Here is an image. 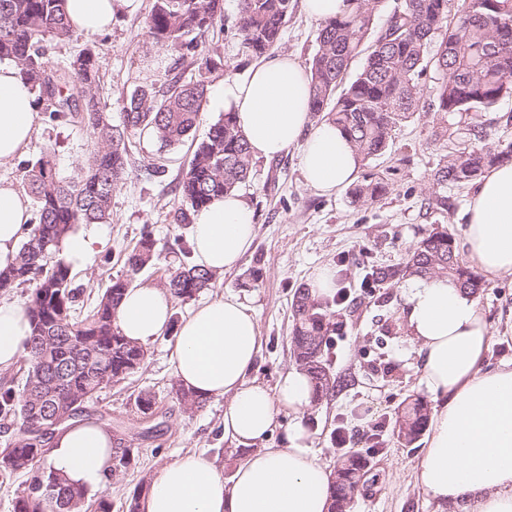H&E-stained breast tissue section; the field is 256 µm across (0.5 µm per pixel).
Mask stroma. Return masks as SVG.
I'll use <instances>...</instances> for the list:
<instances>
[{"instance_id": "35a3bbf8", "label": "stroma", "mask_w": 512, "mask_h": 512, "mask_svg": "<svg viewBox=\"0 0 512 512\" xmlns=\"http://www.w3.org/2000/svg\"><path fill=\"white\" fill-rule=\"evenodd\" d=\"M152 4L153 0H139L136 11L114 20L111 31L77 32L48 48L53 67L83 50H93L99 65L97 97L117 126L123 121L126 101L136 91L160 87L177 73L186 80L193 74L189 67L176 71V52L148 36L145 21ZM236 17V0H224V32L206 44L217 63L209 92H216L225 78L244 77L256 62L241 43ZM319 27L301 6H294L282 50L310 65ZM434 103L433 93L425 92L418 112L393 131L386 152L360 167V175L377 173L389 182L387 193L367 208L353 204L345 191L327 196L307 189L299 149L274 160H253L249 180L239 189L255 213L251 250L238 267L217 275L212 287L173 303L171 324L176 327L199 302L227 292L244 298L262 336L251 375L272 388L296 367L290 342L295 292L308 286L315 268L341 266L336 284L349 287L351 296L335 308L343 321L328 351L336 388L314 402L306 420L314 433V451L328 468H336L340 460L341 452L332 440L339 426L350 437V449L368 461L350 512H459L455 506L439 508L416 484L414 471L423 440L408 444L394 431L403 402L430 399L420 382L419 347L401 315L402 288L397 283L382 284L369 294L360 286L370 266L404 262L411 248L433 230L462 240L467 205L476 186H449L447 209L435 207L434 175L446 149L464 145L494 149L512 143V95L490 109L470 112L442 114L434 110ZM223 116V109L209 99L188 141L165 147L146 134L131 138V167L113 192L109 222L79 227L96 242L86 261L72 269L82 290L77 317L89 314L111 278L125 275V255L142 235L153 240L154 257L134 275L133 287L162 286L169 270L193 265L191 254L174 246L175 240L185 241L190 235L189 225L173 221L178 205L174 186L192 156L193 143L205 139ZM95 142L87 124L51 125L40 119L22 158L33 161L51 152L58 174L69 179L88 160ZM155 165L164 166V174L150 176ZM477 301L492 333L485 368L511 363L512 274L487 283ZM173 346L172 331L147 344L142 368L102 389L88 403L91 420L107 424L133 449L126 470L105 488L88 492L89 502L104 499L111 502L112 512H126L133 496L143 493L162 468L188 452L206 455L227 478L244 460V452L233 450L224 438L223 399H210L199 410L186 409L177 400L178 382L170 360ZM144 394L158 406L150 419L136 410V400Z\"/></svg>"}]
</instances>
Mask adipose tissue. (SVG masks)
Listing matches in <instances>:
<instances>
[{
	"label": "adipose tissue",
	"mask_w": 512,
	"mask_h": 512,
	"mask_svg": "<svg viewBox=\"0 0 512 512\" xmlns=\"http://www.w3.org/2000/svg\"><path fill=\"white\" fill-rule=\"evenodd\" d=\"M138 0H65L73 30L96 34ZM309 70L278 52L245 79H225L215 104L233 113L252 157L272 159L302 150L306 186L332 195L352 184L359 164L344 133L330 122L312 125ZM35 94L13 64L0 63V167L23 153L35 133ZM30 204L0 182V269L18 257ZM255 238L253 211L240 193L214 200L192 217L189 245L196 264L214 273L238 266ZM465 247L487 280L512 273V163L492 168L468 205ZM403 317L422 354L421 381L433 400L431 432L416 481L438 505L462 512H512V365L486 370L489 326L474 297L453 281L409 278ZM173 299L163 288H132L117 323L144 346L163 335ZM25 306L0 302V368L27 354ZM262 338L255 314L237 294L197 305L178 329L171 363L180 385L224 401V437L250 454L224 479L202 454L165 466L140 500L141 512H329L333 475L315 454L304 422L313 387L304 371L284 374L276 389L248 377ZM290 421L280 447L265 441L279 414ZM47 461L81 487L104 486L119 442L107 426L68 423L56 432Z\"/></svg>",
	"instance_id": "obj_1"
}]
</instances>
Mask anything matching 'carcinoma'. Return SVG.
Wrapping results in <instances>:
<instances>
[{"label":"carcinoma","instance_id":"obj_1","mask_svg":"<svg viewBox=\"0 0 512 512\" xmlns=\"http://www.w3.org/2000/svg\"><path fill=\"white\" fill-rule=\"evenodd\" d=\"M349 10L322 22L312 59L311 113L339 126L360 164L382 155L397 125L419 110L427 75H433L436 111L488 109L512 94V0H463L448 18L451 0H403L377 25L383 0H347ZM64 0H0V61L9 60L35 92L44 121H84L96 134L92 155L76 177L57 175L45 155L23 167V182L35 207L16 264L0 271V291L35 285L28 302L31 336L27 342L24 383H0V432L19 420L18 437L0 449V480L29 475L13 512H84L87 491L43 466L44 427L53 417L82 416L86 403L107 385L136 372L145 350L120 332L116 312L131 286L117 278L90 314L73 317L78 298L68 265L54 260L63 239L79 224H102L112 216V193L130 167L129 135L148 132L164 146L189 137L206 97L205 75L215 68L202 46L224 32V0H154L146 22L156 43L170 46L178 60L194 68L195 79L176 75L159 89H141L124 106L123 126L112 125L96 97L98 67L86 49L51 69L44 61L51 43L73 35ZM292 0H238L237 31L244 47L261 57L279 47ZM364 57L362 70L341 94L336 88L351 61ZM512 160V144L501 150L458 148L443 156L436 185H465L486 169ZM252 170L247 143L230 114L213 124L206 139L194 144L191 160L178 178L180 205L173 223H190L191 213L216 197L237 190ZM388 182L370 174L350 189L353 203L370 205L387 193ZM150 237L141 238L125 258L135 274L153 257ZM443 277L473 296L484 288L481 277L463 260L455 238L433 231L410 250L405 262L370 267L363 288L409 277ZM216 274L195 266L172 270L164 288L172 297L190 299L211 287ZM332 301L296 291L292 303V353L320 398L335 388L325 349L336 331ZM428 421L427 406L407 404L395 422L397 437L415 441ZM362 456L344 453L333 482L331 512H348L360 491Z\"/></svg>","mask_w":512,"mask_h":512}]
</instances>
